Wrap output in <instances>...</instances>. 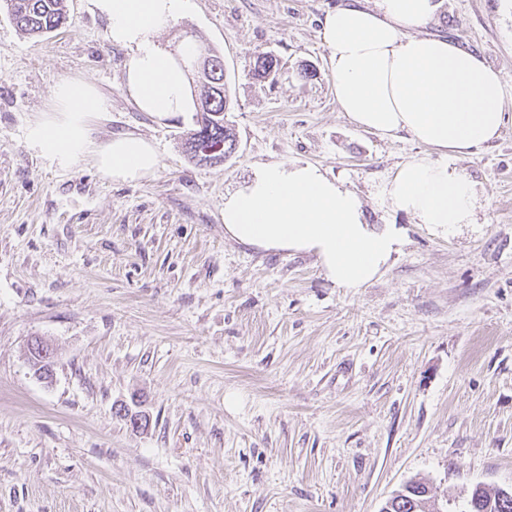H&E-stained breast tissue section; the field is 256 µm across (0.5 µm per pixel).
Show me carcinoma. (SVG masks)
I'll return each instance as SVG.
<instances>
[{
    "label": "carcinoma",
    "instance_id": "cac0c4a2",
    "mask_svg": "<svg viewBox=\"0 0 512 512\" xmlns=\"http://www.w3.org/2000/svg\"><path fill=\"white\" fill-rule=\"evenodd\" d=\"M11 16L17 27L31 37H41L67 23L66 0H10ZM179 64L195 77L199 84L195 95V129L188 133L185 150L191 159L224 161L236 148L225 135L224 112L231 99V88L224 69V56L201 42L190 47ZM281 70L280 59L271 52H257L253 56L252 75L258 81L275 80ZM492 502L490 512H512V500L505 506L498 504L499 490L475 487Z\"/></svg>",
    "mask_w": 512,
    "mask_h": 512
}]
</instances>
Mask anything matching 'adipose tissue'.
Returning <instances> with one entry per match:
<instances>
[{
    "label": "adipose tissue",
    "mask_w": 512,
    "mask_h": 512,
    "mask_svg": "<svg viewBox=\"0 0 512 512\" xmlns=\"http://www.w3.org/2000/svg\"><path fill=\"white\" fill-rule=\"evenodd\" d=\"M107 22V39L128 52L125 88L138 108L164 122L190 111L184 71L158 44L161 31L186 13L190 0H88ZM434 0H346L323 20L330 78L342 112L360 129L385 138L406 132L425 146L389 180L394 209L436 228L473 223L475 185L454 158L496 140L508 116L500 73L479 54L444 36L418 35ZM52 111L32 122L27 140L63 169L92 157L114 181L138 182L161 165L155 145L127 133L97 144L90 119L103 108L91 85L63 82ZM224 234L247 247L314 254L333 285L355 290L372 282L399 252L395 225L367 224L360 198L318 166L272 162L224 200Z\"/></svg>",
    "instance_id": "ef3b65f1"
}]
</instances>
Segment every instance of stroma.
Instances as JSON below:
<instances>
[{
  "mask_svg": "<svg viewBox=\"0 0 512 512\" xmlns=\"http://www.w3.org/2000/svg\"><path fill=\"white\" fill-rule=\"evenodd\" d=\"M343 2L192 0L162 31L174 57L199 40L224 57L238 148L210 165L182 148L193 113L160 125L131 102L128 53L87 0L40 38L0 0V512H380L415 478L461 512L475 485L512 489V119L456 162L476 223L393 209L386 184L423 147L340 111L322 20ZM436 3L425 33L499 71L512 116V0ZM256 51L280 58L276 83L253 80ZM65 80L106 100L95 142L156 145L154 177L115 182L88 157L63 170L29 147ZM275 161L319 166L367 223L401 228L378 278L339 288L313 254L225 237V196ZM34 336L54 347L52 382Z\"/></svg>",
  "mask_w": 512,
  "mask_h": 512,
  "instance_id": "35a3bbf8",
  "label": "stroma"
}]
</instances>
